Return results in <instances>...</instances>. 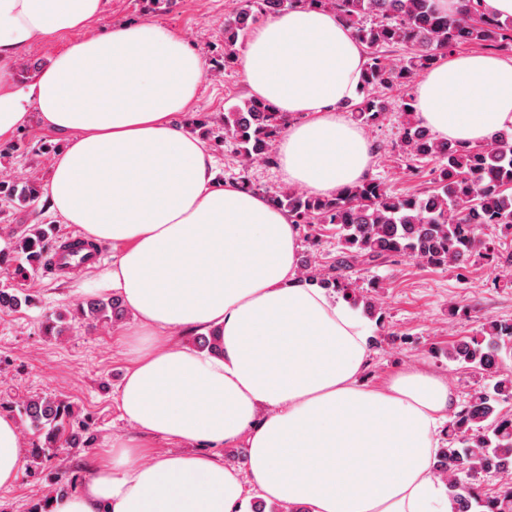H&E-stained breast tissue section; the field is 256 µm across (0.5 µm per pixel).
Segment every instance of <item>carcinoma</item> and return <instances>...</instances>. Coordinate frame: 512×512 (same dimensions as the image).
Listing matches in <instances>:
<instances>
[{"mask_svg": "<svg viewBox=\"0 0 512 512\" xmlns=\"http://www.w3.org/2000/svg\"><path fill=\"white\" fill-rule=\"evenodd\" d=\"M329 9L350 27L367 49L358 100L350 106L352 118L364 128L385 119V91L407 85L457 47L474 44L489 50H512V17L484 13L480 0H459L455 12L442 14L431 0H240L224 20V53L210 75L220 76L238 65V48L260 21L297 6ZM401 48L397 60L389 49ZM290 117L270 103L246 97L224 110L219 128L231 140L245 171L255 161H275V145ZM403 153L412 161L436 163L431 186L405 195L389 190L378 178L347 186L332 196L292 188L268 193L271 204L288 213L294 224L316 237V226H336L338 251L326 267L306 263L303 274L323 288L347 299L357 297L352 272L358 266L376 267L408 257L441 269H464L483 260L509 267L512 254L499 250L501 241L485 237L490 226L512 235V133L496 135L486 145L467 146L439 139L416 118L414 99L403 104L400 136ZM43 194L40 184L26 180L9 188V196L33 204ZM46 233L41 228L22 231L13 253H0V265L13 256L32 266L45 258ZM73 315L90 325L112 324L125 315L114 297L79 302ZM198 349L216 352L215 331L196 337ZM448 360L480 376L484 383L471 389L448 425V447L441 449L434 469L448 485L455 512H512V322L487 318L475 335L448 346ZM21 418L44 436L29 449L40 459L65 435L67 403L52 396L28 397L16 403ZM506 481L493 496H481L475 481L488 475Z\"/></svg>", "mask_w": 512, "mask_h": 512, "instance_id": "obj_1", "label": "carcinoma"}]
</instances>
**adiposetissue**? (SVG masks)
I'll return each mask as SVG.
<instances>
[{"instance_id":"adipose-tissue-1","label":"adipose tissue","mask_w":512,"mask_h":512,"mask_svg":"<svg viewBox=\"0 0 512 512\" xmlns=\"http://www.w3.org/2000/svg\"><path fill=\"white\" fill-rule=\"evenodd\" d=\"M108 2L0 0V137L33 111L67 136L45 187L52 211L124 246L101 281L156 338L124 377V417L145 435L243 445L249 476L207 455L143 463L122 443L53 512H242L252 490L300 512H453L432 462L456 391L424 369L362 383L372 337L360 312L301 275L298 225L266 196L217 183L214 157L177 120L203 80L199 52L157 23L105 25ZM64 34L33 81H10L33 41ZM365 56L329 10L300 6L252 31L247 87L294 118L276 147L289 186L329 196L371 173V144L346 117ZM414 100L438 138L490 143L512 131V59L453 56ZM213 327L215 355L160 340ZM21 442L0 414V487L22 466Z\"/></svg>"}]
</instances>
